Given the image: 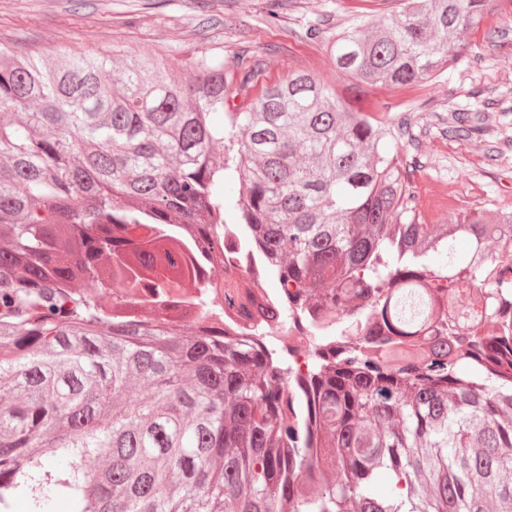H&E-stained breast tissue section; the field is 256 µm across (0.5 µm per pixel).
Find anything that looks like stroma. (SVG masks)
<instances>
[{"label":"stroma","mask_w":512,"mask_h":512,"mask_svg":"<svg viewBox=\"0 0 512 512\" xmlns=\"http://www.w3.org/2000/svg\"><path fill=\"white\" fill-rule=\"evenodd\" d=\"M267 0H0V46L18 55L155 53L166 68L223 56L229 69L260 65L266 80L304 71L336 73L328 45L352 25L401 11V0H285L269 19ZM318 28L320 37L306 32ZM360 106L392 125L399 160L423 224H452L476 209L512 211V24L488 13L443 75L370 90ZM464 109L479 129L455 131Z\"/></svg>","instance_id":"stroma-1"}]
</instances>
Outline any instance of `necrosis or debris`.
<instances>
[{
  "mask_svg": "<svg viewBox=\"0 0 512 512\" xmlns=\"http://www.w3.org/2000/svg\"><path fill=\"white\" fill-rule=\"evenodd\" d=\"M157 250L175 260L173 280L160 297H153L148 282L129 289V281L142 280L140 265L100 270V278L110 284L103 301L108 312L155 319L181 332L225 334L282 347L290 353L295 371L307 373L312 342L333 320L321 312L310 320L282 315L294 289L285 283L270 287L267 262L254 249L245 226L184 224L179 233L162 235Z\"/></svg>",
  "mask_w": 512,
  "mask_h": 512,
  "instance_id": "obj_1",
  "label": "necrosis or debris"
}]
</instances>
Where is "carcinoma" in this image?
Masks as SVG:
<instances>
[{
	"instance_id": "carcinoma-1",
	"label": "carcinoma",
	"mask_w": 512,
	"mask_h": 512,
	"mask_svg": "<svg viewBox=\"0 0 512 512\" xmlns=\"http://www.w3.org/2000/svg\"><path fill=\"white\" fill-rule=\"evenodd\" d=\"M492 2L405 0L336 35V75L358 93L440 74ZM392 144L305 72L0 50V506L15 491L29 512L57 496L72 512H484L491 496L512 512V212L420 223ZM229 207L270 274L363 338L314 364L308 417L290 418L287 361L102 305L100 264L151 259L148 240L113 254L112 225L222 224ZM84 282L61 313L59 290Z\"/></svg>"
}]
</instances>
